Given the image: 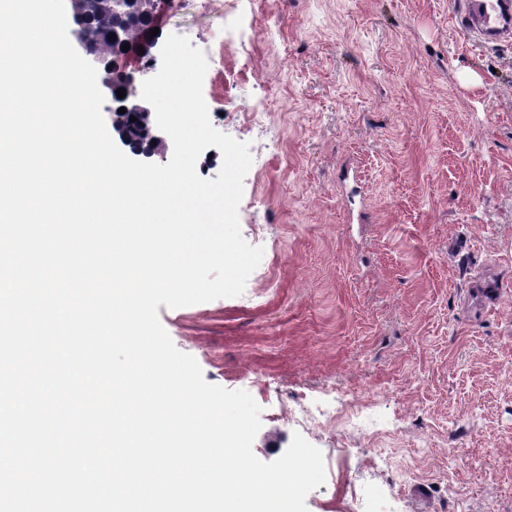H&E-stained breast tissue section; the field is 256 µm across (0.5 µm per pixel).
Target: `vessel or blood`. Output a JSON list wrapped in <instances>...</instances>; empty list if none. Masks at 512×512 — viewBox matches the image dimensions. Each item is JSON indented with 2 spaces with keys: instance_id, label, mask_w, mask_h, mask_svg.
<instances>
[{
  "instance_id": "b4317fda",
  "label": "vessel or blood",
  "mask_w": 512,
  "mask_h": 512,
  "mask_svg": "<svg viewBox=\"0 0 512 512\" xmlns=\"http://www.w3.org/2000/svg\"><path fill=\"white\" fill-rule=\"evenodd\" d=\"M452 13L457 30L475 45L512 40V0H454Z\"/></svg>"
}]
</instances>
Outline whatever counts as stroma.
Segmentation results:
<instances>
[{
	"label": "stroma",
	"instance_id": "obj_1",
	"mask_svg": "<svg viewBox=\"0 0 512 512\" xmlns=\"http://www.w3.org/2000/svg\"><path fill=\"white\" fill-rule=\"evenodd\" d=\"M451 0H170L160 38L210 56L203 95L250 145L238 216L260 300L160 321L261 408L255 456L323 454L308 512H512V43ZM375 403L386 433L290 420ZM299 411L294 414L298 422L305 426L316 427L336 422V416L340 413L330 401L324 399H311L299 406Z\"/></svg>",
	"mask_w": 512,
	"mask_h": 512
}]
</instances>
